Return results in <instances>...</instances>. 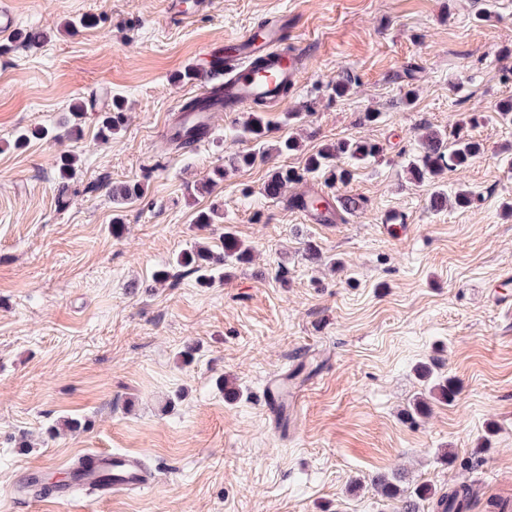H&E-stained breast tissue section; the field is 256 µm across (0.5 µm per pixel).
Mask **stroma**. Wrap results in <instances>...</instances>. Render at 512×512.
<instances>
[{
  "label": "stroma",
  "instance_id": "1",
  "mask_svg": "<svg viewBox=\"0 0 512 512\" xmlns=\"http://www.w3.org/2000/svg\"><path fill=\"white\" fill-rule=\"evenodd\" d=\"M182 2L178 14L172 0H12L19 29L48 39H0V512H394L371 479L399 468L439 495L488 482L468 512L496 502L512 512V317L487 293L512 268V122L490 115L512 96V57L499 55L512 46V0ZM281 13L296 22L287 43L301 65L264 118L269 141L294 137L300 148L278 164L303 168L344 140L382 149L350 183L307 176L360 201L330 229L263 194L268 164L228 166L250 149L234 126L252 106L217 113L191 151L164 138L169 113L199 91L174 75ZM82 17L96 26L63 32ZM346 76L351 89L336 97L332 84ZM102 90L126 100L122 130L101 141L92 107L79 137L57 140L70 105ZM423 126L484 144L443 178L447 190L473 191L471 207L431 209L433 186L409 183ZM30 128L47 135L15 147ZM64 151L77 157L65 184L55 170ZM217 166L223 182L188 195ZM122 183L141 184L142 197L113 201ZM215 201L222 223L198 228L197 212ZM392 207L415 226L400 242L378 223ZM228 230L252 264L208 288L192 275L153 286L179 252L220 246ZM308 240L321 259L305 255ZM420 362L460 392L410 422ZM301 366L308 376L283 427L263 390ZM220 376L236 399L217 389ZM67 416L93 426L50 436ZM88 450L140 457L151 487L116 499L74 493L61 505L13 494L27 466L64 473Z\"/></svg>",
  "mask_w": 512,
  "mask_h": 512
}]
</instances>
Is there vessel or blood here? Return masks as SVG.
Instances as JSON below:
<instances>
[{
  "mask_svg": "<svg viewBox=\"0 0 512 512\" xmlns=\"http://www.w3.org/2000/svg\"><path fill=\"white\" fill-rule=\"evenodd\" d=\"M291 23V16L279 15L257 30L231 38V52L221 56L207 55L200 67L201 72L223 68L224 82L220 97L207 100L196 108V125H210L213 113L247 105L257 99L271 107L283 102L282 89L294 83L297 72L296 57L283 54L278 48ZM257 57L263 59L267 68L266 77L262 80L258 79L252 69V61ZM318 194V189L313 187L301 193L298 211L314 224L336 223L339 209L335 197H326L319 208L310 207V199ZM78 461V481L81 485L97 484L100 472L108 469L112 472L111 491L115 494L140 488L152 479L151 473L144 469L139 458L131 455L97 451L81 454Z\"/></svg>",
  "mask_w": 512,
  "mask_h": 512,
  "instance_id": "1",
  "label": "vessel or blood"
}]
</instances>
